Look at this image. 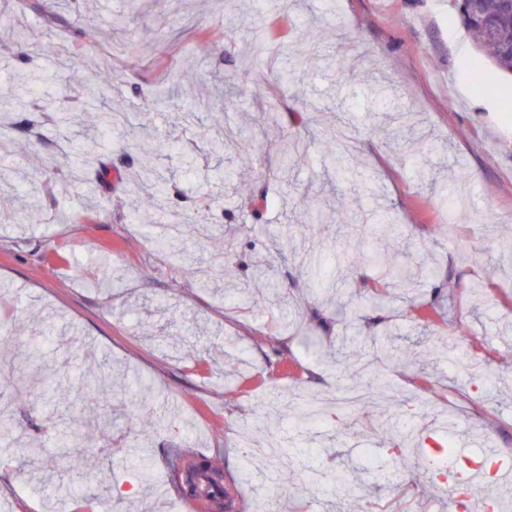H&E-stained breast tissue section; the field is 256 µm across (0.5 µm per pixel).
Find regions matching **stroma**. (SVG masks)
I'll return each mask as SVG.
<instances>
[{"label":"stroma","mask_w":512,"mask_h":512,"mask_svg":"<svg viewBox=\"0 0 512 512\" xmlns=\"http://www.w3.org/2000/svg\"><path fill=\"white\" fill-rule=\"evenodd\" d=\"M201 30L221 37L200 46ZM23 38L39 43L36 57L22 56ZM66 48L87 66L56 84ZM476 68L488 89L472 82ZM1 86L11 196L0 203V332L25 320L40 343L63 326L88 354L49 342L52 378L0 411L40 462L32 469L25 449L0 440V512H60L55 488L73 476L98 497L74 512H185L170 448L210 454L235 481L237 512L259 500L265 512H449L417 458L397 464L385 420L420 439L449 421L512 445V252L496 248L512 238V74L480 53L451 0H0ZM105 101L125 108L137 138L97 137ZM69 111L84 133L56 122ZM340 120L353 136L341 169L314 148L282 159L284 137ZM154 171L166 190L146 208L128 184ZM172 211L215 229L186 244L182 264L153 244ZM364 224L370 247L431 264L433 278L374 306L380 270L355 257L340 274L327 256L316 277L295 255ZM261 269L272 289L256 287ZM424 304L435 308L428 324ZM385 334L426 353L383 364L362 351L354 363L387 384L342 405V347ZM448 335L500 373L495 405L480 372L435 351ZM101 354L111 391L94 397L82 383ZM133 379L151 387V426L138 420ZM312 403L323 416L301 426ZM77 425L74 457L60 438ZM143 446L149 476L128 464ZM341 470L354 472L349 485L334 483Z\"/></svg>","instance_id":"obj_1"}]
</instances>
